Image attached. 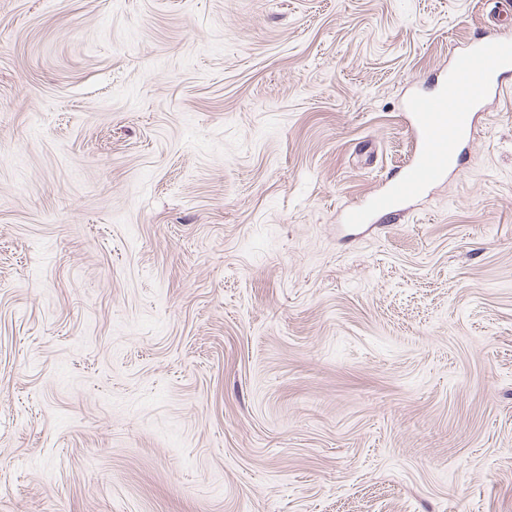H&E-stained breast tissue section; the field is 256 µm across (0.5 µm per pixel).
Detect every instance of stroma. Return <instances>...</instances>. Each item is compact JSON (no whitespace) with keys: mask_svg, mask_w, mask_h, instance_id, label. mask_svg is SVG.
Here are the masks:
<instances>
[{"mask_svg":"<svg viewBox=\"0 0 512 512\" xmlns=\"http://www.w3.org/2000/svg\"><path fill=\"white\" fill-rule=\"evenodd\" d=\"M496 0H0V512H512ZM512 72V29L497 27L456 53L448 80L435 94L413 97L407 111L415 118L416 154L386 192L367 207L346 214L349 224H365L370 214L390 212L439 181L457 160L461 141L471 132L472 112L504 91L501 76Z\"/></svg>","mask_w":512,"mask_h":512,"instance_id":"obj_1","label":"stroma"}]
</instances>
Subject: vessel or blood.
Segmentation results:
<instances>
[{
    "label": "vessel or blood",
    "mask_w": 512,
    "mask_h": 512,
    "mask_svg": "<svg viewBox=\"0 0 512 512\" xmlns=\"http://www.w3.org/2000/svg\"><path fill=\"white\" fill-rule=\"evenodd\" d=\"M512 72V28L504 26L472 41L456 53L448 80L435 94L413 97L407 104L415 119L416 154L385 192L367 207L348 211L346 220L363 224L370 214L386 213L414 199L439 181L457 160L461 141L471 132L473 111L503 89L501 77Z\"/></svg>",
    "instance_id": "1"
}]
</instances>
